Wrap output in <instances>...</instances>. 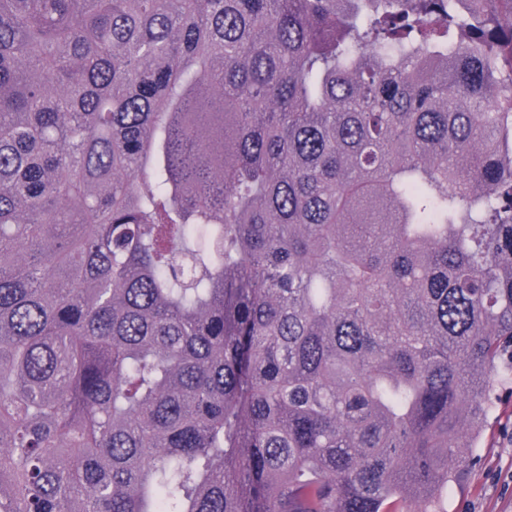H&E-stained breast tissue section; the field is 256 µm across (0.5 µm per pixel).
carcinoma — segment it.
<instances>
[{"label":"carcinoma","mask_w":512,"mask_h":512,"mask_svg":"<svg viewBox=\"0 0 512 512\" xmlns=\"http://www.w3.org/2000/svg\"><path fill=\"white\" fill-rule=\"evenodd\" d=\"M512 355V0H0V512H445Z\"/></svg>","instance_id":"obj_1"}]
</instances>
